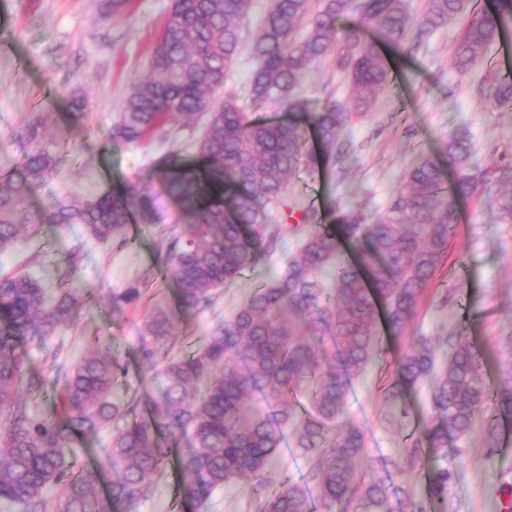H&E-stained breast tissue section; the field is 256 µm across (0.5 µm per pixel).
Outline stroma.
I'll use <instances>...</instances> for the list:
<instances>
[{"label":"stroma","mask_w":512,"mask_h":512,"mask_svg":"<svg viewBox=\"0 0 512 512\" xmlns=\"http://www.w3.org/2000/svg\"><path fill=\"white\" fill-rule=\"evenodd\" d=\"M172 3L134 0L131 12L115 18L102 13L101 0H0V170L28 149L17 130L45 113L53 117L48 134L62 142L66 154L60 175L29 196L30 211L119 192L134 179L154 185L155 172L166 161L193 158L204 132L201 115L171 122L142 143L108 137L130 86L148 73L151 50ZM268 6L269 0H253L242 25L239 56L224 78V94L245 109L250 106L251 44ZM461 33V24L453 22L432 31L417 49L383 46L392 80L370 110L345 130L349 153L344 162L319 174L300 171L289 178L284 205L272 209L269 230L278 238L274 254L225 285L208 308L181 320L174 354L202 346L215 325L283 270L309 229L301 221L304 211L322 209L330 201L376 216L401 187L412 160L461 127L472 134L475 163H512V110L497 108L477 90L501 65L504 46L496 44L486 61L461 72L452 65ZM295 96L308 112L346 100V77L334 56L307 73ZM457 218L433 287L401 335L383 338L385 357L354 381L346 420L364 429L367 447L358 467L385 481L392 507H399L407 494L421 499L426 470L446 467L452 472L448 512H504L500 493L503 485L512 484V427L504 429L499 448H487L484 427L493 404L481 410L468 437L413 469L407 448L418 424L430 415L431 383L420 382L408 391L410 414L405 418L382 391L400 352L424 337L459 333L490 356L481 370L486 390L496 392L500 385L498 362L512 357V223L500 220L494 198L484 194L459 200ZM129 235L130 245L121 248L92 242L81 224H44L23 233L12 251L0 253V273L21 271L53 287L65 257L77 253L75 276L86 287L75 320L47 342L29 346L28 371L44 381L42 392L27 399L33 413L48 416L61 410L55 364L82 360L97 338L126 368L112 392L114 400L123 403L162 391V378L139 355L138 327L148 312L147 301L117 314L112 294L143 281L149 291L172 297L162 277L166 243L152 221L141 218L131 224ZM177 480L176 467L168 466L152 479L135 512H195L177 497ZM205 512H261V504L250 485L229 484L213 494Z\"/></svg>","instance_id":"obj_1"}]
</instances>
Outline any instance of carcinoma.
<instances>
[{"mask_svg": "<svg viewBox=\"0 0 512 512\" xmlns=\"http://www.w3.org/2000/svg\"><path fill=\"white\" fill-rule=\"evenodd\" d=\"M251 2L173 0L148 75L131 85L112 127V138L139 143L178 116L208 113L194 165L173 160L159 175L178 206L174 223L158 225L168 243L163 278L174 285L176 302L155 301L138 329L141 356L164 381L158 397L144 400L147 415L137 413V401L112 402L122 365L99 344L92 355L56 370L63 418L30 412L21 384L35 391L42 381L24 378L28 354L22 341L49 338L77 315L76 254L68 257L52 299L37 278L0 275L3 512H39L50 484L61 489L54 512H134L149 490L148 480L165 467L170 449L161 446L164 432L189 439L177 495L199 510L216 490L241 481L264 493V512H311L314 500L323 512H391L384 482L366 479L354 467L366 448L365 435L354 426H339L350 390L380 354L379 312L395 333L414 318L456 228L455 198L491 194L495 186L512 182V169L473 163L471 136L466 129L457 131L441 142L438 156L412 163L404 187L375 222L346 211L333 224L314 223L283 272L215 326L203 347L171 356L179 316L208 307L216 291L275 250L267 206L284 204L287 177L335 166L344 130L390 83L388 62L367 30L397 46L411 31L409 0H270L251 49L255 111H242L230 97L215 107L211 95L223 86L238 55ZM511 18L512 0H503L495 14L480 10L478 0H430L417 31L422 37L464 20L453 65L466 71L497 42ZM303 25L307 34L298 39L295 33ZM331 51L337 68L347 73L349 97L310 115L320 144L310 152L301 125L284 124L259 109L301 108L294 90L304 72ZM478 91L512 110V73L489 74ZM48 122L43 116L19 132L30 150L0 173V253L13 248L22 228L43 223L83 224L93 239L126 246L132 216L151 217L159 209L156 194L136 180L122 194L62 203L43 214L23 213L26 196L62 167L61 144L40 131ZM448 170L457 173L450 185ZM343 240L362 252L366 271L344 260ZM141 299L142 289L130 286L112 296V305L122 311ZM440 351L449 355L438 372ZM427 376L433 378L432 413L414 439V466L421 445L438 454L448 441L468 434L487 397L477 352L461 336L451 345L443 337L424 340L400 355L383 387L384 398L401 404L405 391ZM302 391L311 406L304 412L297 406ZM494 401L497 418L512 417L511 373ZM111 424L117 426L107 460L112 481L99 496L101 468L76 465L66 448L75 433L96 435ZM288 435L308 459V481L271 475L269 460ZM451 476L446 467L436 470L423 498L408 501L409 512H444Z\"/></svg>", "mask_w": 512, "mask_h": 512, "instance_id": "1", "label": "carcinoma"}]
</instances>
